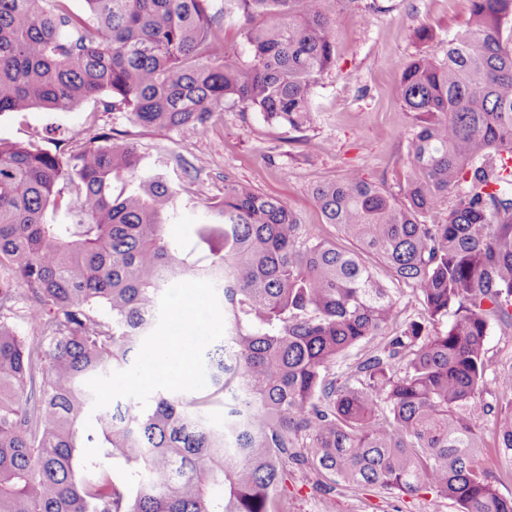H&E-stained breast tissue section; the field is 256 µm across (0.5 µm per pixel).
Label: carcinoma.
Here are the masks:
<instances>
[{"mask_svg":"<svg viewBox=\"0 0 512 512\" xmlns=\"http://www.w3.org/2000/svg\"><path fill=\"white\" fill-rule=\"evenodd\" d=\"M323 2L85 0L80 14L0 0V115L97 99L141 128L201 137L231 105L300 131L336 55ZM470 2L445 59L401 68L416 120L402 197L355 170L313 188L352 249L228 178L190 239L172 237L180 189L94 112L78 150L0 139V512H285L290 465L512 512L475 431L495 414L512 450V365L487 376L486 349L491 321L512 327V0ZM240 12L246 61L224 44ZM367 255L424 317L386 332L396 299ZM196 281L224 312V339L201 353L209 387L99 408L87 381L141 356L164 300ZM359 346L338 381L336 360Z\"/></svg>","mask_w":512,"mask_h":512,"instance_id":"cac0c4a2","label":"carcinoma"}]
</instances>
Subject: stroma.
<instances>
[{
    "instance_id": "35a3bbf8",
    "label": "stroma",
    "mask_w": 512,
    "mask_h": 512,
    "mask_svg": "<svg viewBox=\"0 0 512 512\" xmlns=\"http://www.w3.org/2000/svg\"><path fill=\"white\" fill-rule=\"evenodd\" d=\"M324 7L336 25V60L319 81L313 120L303 131L228 107L206 135L189 138L136 127L128 113L101 111L98 101L90 99L67 112L35 109L0 115V139L23 142L64 135L70 148L76 149L87 141V121L95 112L101 124L126 132L149 169L186 183L196 205L186 207L185 199L177 198L181 217L175 235L202 221L206 204L222 197L224 181L230 178L280 199L301 223L322 227L326 236L337 237L336 228L324 223L313 201V187L337 180L355 167L367 181L399 193L406 175L407 140L415 129L412 112L395 93L399 70L424 51L442 56L449 38L467 25L470 3L383 0L382 10L376 11L372 0H325ZM423 27L433 32L430 42L420 39ZM209 297V288L194 285L182 301L166 304L146 352L113 372L100 391V402L135 398L146 403L157 393H187L179 364L157 376L153 359L165 355L173 338L171 326L185 304H204ZM477 431L483 438L484 468L496 475L500 492L512 496V451L500 447L494 416L480 419ZM315 482L302 470L290 473L288 512H459L457 503L432 491L398 496L340 486L328 493L316 488Z\"/></svg>"
}]
</instances>
